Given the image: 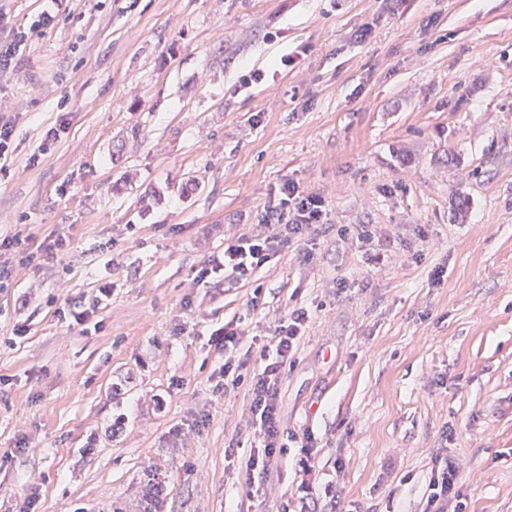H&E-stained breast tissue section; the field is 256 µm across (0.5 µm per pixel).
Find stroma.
<instances>
[{"instance_id": "35a3bbf8", "label": "stroma", "mask_w": 512, "mask_h": 512, "mask_svg": "<svg viewBox=\"0 0 512 512\" xmlns=\"http://www.w3.org/2000/svg\"><path fill=\"white\" fill-rule=\"evenodd\" d=\"M55 10L0 72V233L66 242L0 290V512L132 508L148 466L164 512H423L439 451L466 512H512V0ZM288 180L322 226L255 280L195 283ZM73 301L99 331L56 316ZM295 307V439L248 484V391H215L208 340L242 317L257 367Z\"/></svg>"}]
</instances>
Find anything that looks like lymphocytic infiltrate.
Masks as SVG:
<instances>
[{"instance_id": "obj_1", "label": "lymphocytic infiltrate", "mask_w": 512, "mask_h": 512, "mask_svg": "<svg viewBox=\"0 0 512 512\" xmlns=\"http://www.w3.org/2000/svg\"><path fill=\"white\" fill-rule=\"evenodd\" d=\"M324 215L322 197L301 194L292 182H284L276 202L265 208L260 230L225 244L222 252L212 255L198 270L196 281L236 284L251 279L283 248L304 240L310 229L322 225ZM308 319L307 310L301 307L278 318L268 346L262 349L263 364L249 377L243 374L245 361L237 357L244 338L239 322H225L209 339L210 345L224 356L216 390L244 383L249 386L250 411L259 428L262 453L250 458L247 475L264 470L274 456L285 450L279 416L283 370L295 357ZM458 479L457 467L448 460H440L429 481L424 512H463L464 504L457 499Z\"/></svg>"}]
</instances>
